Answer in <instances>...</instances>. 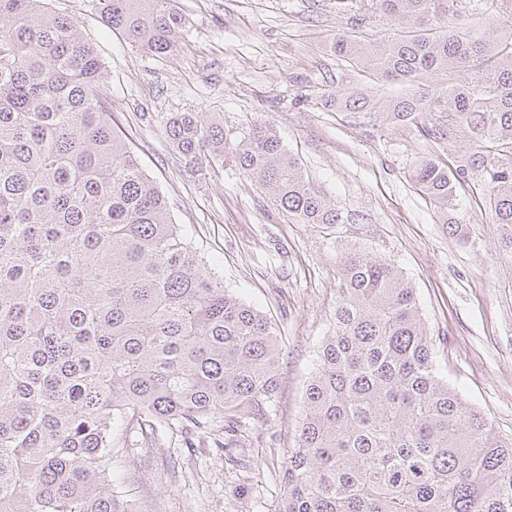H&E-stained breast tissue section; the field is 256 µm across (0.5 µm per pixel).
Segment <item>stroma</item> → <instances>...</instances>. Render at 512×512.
Here are the masks:
<instances>
[{
	"label": "stroma",
	"mask_w": 512,
	"mask_h": 512,
	"mask_svg": "<svg viewBox=\"0 0 512 512\" xmlns=\"http://www.w3.org/2000/svg\"><path fill=\"white\" fill-rule=\"evenodd\" d=\"M177 5L188 19L180 50L158 57L132 50L82 0H52L78 13L104 62L115 121L174 223L230 293L276 321L284 345L277 405L258 443L242 448L228 436L224 450L205 443L175 454L159 445L117 465L139 512H277L306 385L332 329L336 263L350 243L402 269L440 341L439 375L500 434L512 435V259L501 252V228L461 191L456 213L466 235H448L406 177L415 157L442 154V145L332 107L338 91L362 81L330 49L347 23L336 0ZM174 112L216 117L231 131L270 123L352 222L296 223L230 163L206 156L186 164L164 130Z\"/></svg>",
	"instance_id": "35a3bbf8"
}]
</instances>
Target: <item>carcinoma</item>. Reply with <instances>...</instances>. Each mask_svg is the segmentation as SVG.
<instances>
[{"mask_svg": "<svg viewBox=\"0 0 512 512\" xmlns=\"http://www.w3.org/2000/svg\"><path fill=\"white\" fill-rule=\"evenodd\" d=\"M88 5L132 48L177 51L176 0ZM339 5L397 27L336 33V57L366 78L336 111L448 146L450 161L416 157L410 181L454 236L456 193L477 192L512 258V0ZM103 69L76 13L0 0V512H136L119 457L161 439L222 448L224 432L249 446L278 399L279 328L172 222L114 127ZM390 80L415 91L375 98ZM165 131L189 163L230 155L299 224L348 221L265 122L232 137L175 112ZM336 277L279 512H512V436L439 376L403 271L353 245Z\"/></svg>", "mask_w": 512, "mask_h": 512, "instance_id": "1", "label": "carcinoma"}]
</instances>
